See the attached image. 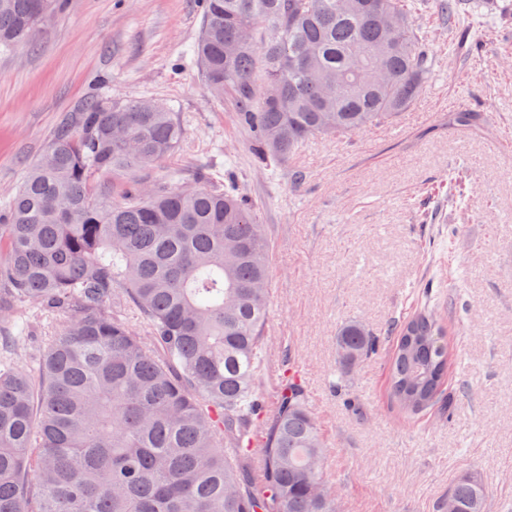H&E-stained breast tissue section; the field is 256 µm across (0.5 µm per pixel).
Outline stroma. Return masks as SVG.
<instances>
[{
  "label": "stroma",
  "instance_id": "stroma-1",
  "mask_svg": "<svg viewBox=\"0 0 512 512\" xmlns=\"http://www.w3.org/2000/svg\"><path fill=\"white\" fill-rule=\"evenodd\" d=\"M437 3L416 18L434 61L421 96L394 122L311 139L277 167L252 155L232 99L213 100L195 65L173 64L200 33L197 0H67L31 47L0 53V206L93 99L162 101L181 121L182 142L142 180L235 176L273 273L256 373L265 413L246 466L261 482L281 390L297 377L338 512H442L466 473L485 484L487 512H512V11L485 0L450 21ZM461 111L480 113V128L449 123ZM424 283L449 332L444 420L401 415L389 399L388 330L422 306ZM22 319L36 354L65 322L37 305ZM348 321L383 346L342 376L336 334Z\"/></svg>",
  "mask_w": 512,
  "mask_h": 512
}]
</instances>
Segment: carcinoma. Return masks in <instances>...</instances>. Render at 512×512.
<instances>
[{
	"mask_svg": "<svg viewBox=\"0 0 512 512\" xmlns=\"http://www.w3.org/2000/svg\"><path fill=\"white\" fill-rule=\"evenodd\" d=\"M195 45L214 98H234L262 160L307 140L395 120L421 94L432 57L420 0H201ZM66 0H0V49L32 43ZM183 138L170 108L87 103L53 136L0 209V512H336L325 445L302 386L285 388L262 490L243 458L259 412L270 257L257 210L230 182L174 170L136 177ZM122 180L120 200H100ZM66 313L30 368L22 309ZM120 308L149 327L141 336ZM378 339L350 322L339 364ZM451 352L425 307L396 327L389 396L405 415L444 417ZM475 474L448 491L454 512H486Z\"/></svg>",
	"mask_w": 512,
	"mask_h": 512,
	"instance_id": "1",
	"label": "carcinoma"
}]
</instances>
